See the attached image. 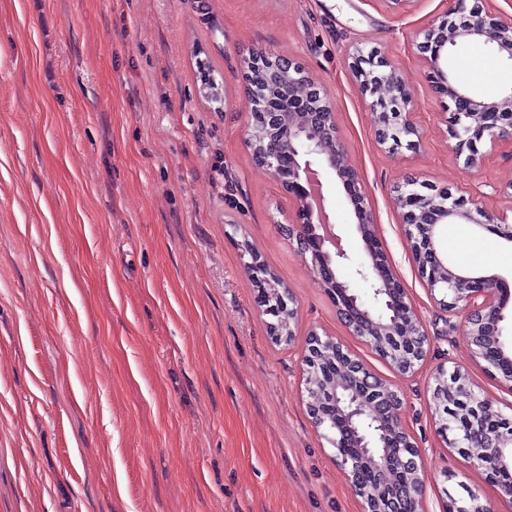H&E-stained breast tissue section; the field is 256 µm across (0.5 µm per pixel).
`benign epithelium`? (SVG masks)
I'll list each match as a JSON object with an SVG mask.
<instances>
[{"label":"benign epithelium","instance_id":"obj_1","mask_svg":"<svg viewBox=\"0 0 512 512\" xmlns=\"http://www.w3.org/2000/svg\"><path fill=\"white\" fill-rule=\"evenodd\" d=\"M416 49L426 80L435 93L451 102L448 138L456 156L466 162L480 161L479 146L512 145V89L495 99H482L448 72V52L460 42L478 40L500 57L512 62V15L487 11L482 0H452L446 16L420 32ZM353 82L371 111L376 142L395 154L413 150L421 139L414 120L410 88L402 82L384 55L361 48L349 54ZM252 100L246 143L256 165L264 168L293 202L288 222L278 225L298 256L310 258L318 285L324 289L350 335L378 348L377 337H390L386 360L400 374H415L429 351L428 331L416 312L412 298L386 259L377 233L370 201L358 171L347 159L339 138L336 113L325 88L285 56L253 54L244 71ZM268 133L267 146L258 151L253 138L259 128ZM288 128V153L278 151L276 135ZM341 187L351 207L360 243L356 274L367 282L373 298L387 305L406 308L411 318L396 314L383 318L362 303L350 285L340 280L339 268L352 261L330 222L329 198L323 192L322 176ZM486 193L458 196L448 187L408 180L399 189L397 208L405 235L413 242L412 259L430 294L438 293L444 311L460 315L474 345V356L487 364L499 382L512 389V352L501 340L500 321L512 301V286L497 273L474 274L448 262L440 232L447 224H471L512 245V224L507 217L486 206ZM244 269L256 288L255 303L265 315L284 311L297 317L296 300L288 287L264 263L257 252L248 254ZM276 285L270 294V285ZM348 351L331 335L308 333L302 361L307 380L311 367L321 359L347 360ZM428 409L436 428L448 426L450 408L437 405L440 383L448 381L455 395L464 398L467 425L456 430L464 442L462 454L473 467L488 474L512 473V425L492 429L483 424L494 402L474 390L460 369H436L432 376ZM311 419L318 427L336 431V460L344 469L363 512H399L394 503L405 499L422 505L425 485L421 479L423 459L402 419L400 392L371 372L352 374L336 384V398L319 403L312 385H307ZM448 512H500L495 501L473 495L461 506L448 502Z\"/></svg>","mask_w":512,"mask_h":512}]
</instances>
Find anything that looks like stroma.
<instances>
[{
  "mask_svg": "<svg viewBox=\"0 0 512 512\" xmlns=\"http://www.w3.org/2000/svg\"><path fill=\"white\" fill-rule=\"evenodd\" d=\"M0 0V512H361L336 450L307 409L302 352L327 332L404 398L424 456V512L464 482L512 504L448 447L427 410L437 367H458L512 414V390L471 357L460 317L432 299L412 260L395 190L416 177L512 211V146L456 157L446 102L422 75L416 34L450 0ZM381 51L414 90L422 137L392 156L347 57ZM292 58L328 90L388 261L430 336L411 377L348 333L278 231L287 193L245 144L243 63ZM485 70L467 68L473 56ZM224 93H200L201 65ZM480 97L512 88V64L479 41L448 58ZM249 243L297 301L292 345L254 302ZM459 268L512 281V246L444 227Z\"/></svg>",
  "mask_w": 512,
  "mask_h": 512,
  "instance_id": "stroma-1",
  "label": "stroma"
}]
</instances>
